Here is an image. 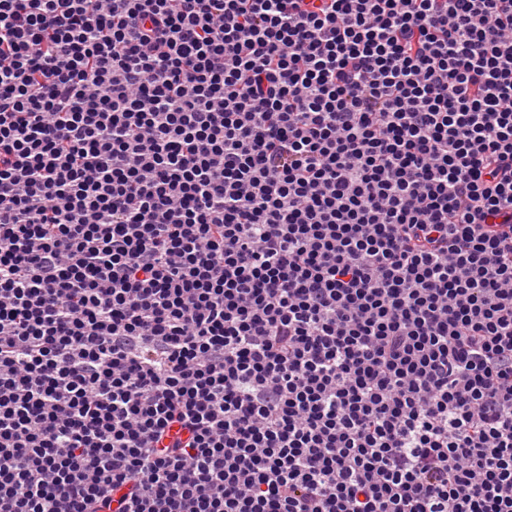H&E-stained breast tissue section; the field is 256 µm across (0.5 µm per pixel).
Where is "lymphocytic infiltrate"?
Returning a JSON list of instances; mask_svg holds the SVG:
<instances>
[{
	"mask_svg": "<svg viewBox=\"0 0 512 512\" xmlns=\"http://www.w3.org/2000/svg\"><path fill=\"white\" fill-rule=\"evenodd\" d=\"M0 512H512V0H0Z\"/></svg>",
	"mask_w": 512,
	"mask_h": 512,
	"instance_id": "f902f5d3",
	"label": "lymphocytic infiltrate"
}]
</instances>
